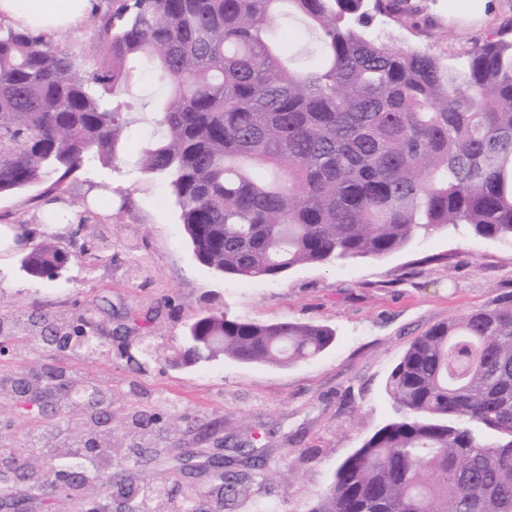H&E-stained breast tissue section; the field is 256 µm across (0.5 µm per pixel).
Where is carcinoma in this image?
Returning a JSON list of instances; mask_svg holds the SVG:
<instances>
[{
    "label": "carcinoma",
    "mask_w": 512,
    "mask_h": 512,
    "mask_svg": "<svg viewBox=\"0 0 512 512\" xmlns=\"http://www.w3.org/2000/svg\"><path fill=\"white\" fill-rule=\"evenodd\" d=\"M309 27L317 64L291 69L273 38L281 18ZM377 17L420 26L412 0H108L105 51L91 70L51 39L0 25V195L65 191L84 164L125 161L139 133L136 169L164 181L200 263L239 279H278L300 265L380 258L417 235L459 224L512 241V15L494 38L445 61L389 44ZM150 61L167 96L146 112L125 96L137 65ZM69 253L52 242L21 259L50 278ZM42 310L21 324L0 318L9 340L38 339L73 356L109 353L86 318L62 333ZM194 336H222L220 351L190 346L188 363L224 355L287 366L312 359L332 329L254 322L211 312ZM69 396L48 406L49 382L20 371L40 402L42 425L61 431L63 406L89 390L81 483L52 458L31 468L0 448V506L50 508L55 487L74 496L94 480L108 497L126 488L112 447V387L72 372L53 374ZM394 416L336 469L312 512H512V301L462 313L416 337L391 371ZM141 428L159 417L132 407ZM218 486L183 485L179 497L153 486L137 512H224L242 477L213 468Z\"/></svg>",
    "instance_id": "1"
}]
</instances>
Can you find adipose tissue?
Listing matches in <instances>:
<instances>
[{
  "instance_id": "adipose-tissue-1",
  "label": "adipose tissue",
  "mask_w": 512,
  "mask_h": 512,
  "mask_svg": "<svg viewBox=\"0 0 512 512\" xmlns=\"http://www.w3.org/2000/svg\"><path fill=\"white\" fill-rule=\"evenodd\" d=\"M91 0H0V21L48 36L77 28Z\"/></svg>"
}]
</instances>
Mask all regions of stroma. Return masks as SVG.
Here are the masks:
<instances>
[{
	"instance_id": "stroma-1",
	"label": "stroma",
	"mask_w": 512,
	"mask_h": 512,
	"mask_svg": "<svg viewBox=\"0 0 512 512\" xmlns=\"http://www.w3.org/2000/svg\"><path fill=\"white\" fill-rule=\"evenodd\" d=\"M428 34L407 31V46L444 56L450 47L485 41L512 0H424ZM103 41L99 17L53 42L92 65ZM102 191L96 226L42 219L37 189L0 196V225H25L32 241L53 236L71 255L55 279L21 267V250L0 258V314L23 321L34 309L66 327L86 317L109 352L74 359L39 341L0 357V380L11 371L64 366L111 385L112 431L128 443L127 416L138 406L161 416L169 433L151 457L129 471L133 487L173 484L189 474L211 488L208 457L255 449L264 486L245 482L225 512H311L337 466L393 415L386 380L412 340L459 314L512 300V242L457 225L415 239L380 259L303 266L277 280H241L213 273L195 258L166 186L132 164L87 163L61 196L79 208ZM256 321L293 320L335 330L331 346L287 367L224 357L178 364L188 325L208 312ZM36 405L0 397V439L16 457L39 464L61 440L80 442L82 415L70 409L61 436L38 431Z\"/></svg>"
}]
</instances>
